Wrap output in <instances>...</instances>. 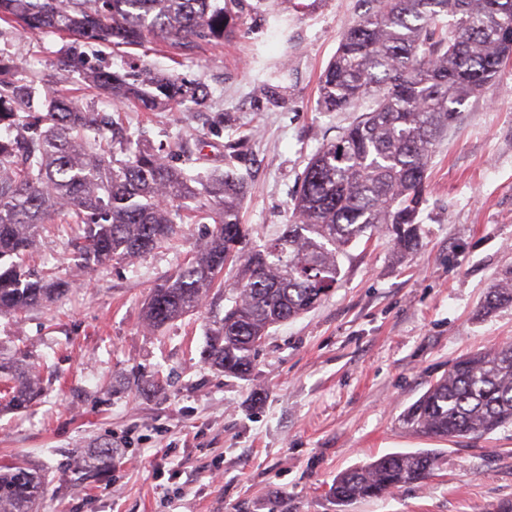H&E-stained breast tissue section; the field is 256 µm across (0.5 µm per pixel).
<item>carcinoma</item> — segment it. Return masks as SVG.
<instances>
[{
	"label": "carcinoma",
	"mask_w": 512,
	"mask_h": 512,
	"mask_svg": "<svg viewBox=\"0 0 512 512\" xmlns=\"http://www.w3.org/2000/svg\"><path fill=\"white\" fill-rule=\"evenodd\" d=\"M364 12L342 32L319 81L327 111L373 108L317 150L292 203L294 222L256 248L240 221L244 176L229 154L224 174L206 184L218 202L202 244L144 303L143 322L159 330L206 307L211 310L204 360L243 378L269 329L315 307L341 276V260L361 237L390 234L399 250L417 247L432 149L512 57V0H363ZM243 0H0V21L32 34L83 37L99 46L173 48L234 39ZM88 81L144 112L206 100L199 85L145 68L123 74L97 69ZM40 112L45 126L17 122ZM0 316L55 303L66 282L27 263L39 231L61 215L83 232L71 259L91 269L114 258L134 260L176 234L182 205L197 199L196 179L153 148H124L105 115L82 110L58 91H40L0 66ZM239 279L219 309L224 266ZM512 305V272L494 283L483 312ZM6 404L22 409L40 391L39 372L0 360ZM406 425L439 438H478L512 423V344L457 359L403 415ZM431 450L386 454L336 477V505L378 497L403 484H423L438 469ZM41 482L24 463L0 469V512H31Z\"/></svg>",
	"instance_id": "1"
}]
</instances>
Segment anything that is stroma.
<instances>
[{
	"label": "stroma",
	"instance_id": "35a3bbf8",
	"mask_svg": "<svg viewBox=\"0 0 512 512\" xmlns=\"http://www.w3.org/2000/svg\"><path fill=\"white\" fill-rule=\"evenodd\" d=\"M360 8L246 0L237 39L178 53L0 22V58L15 77L110 113L132 142L162 148L190 175L222 173L227 144H241L242 221L260 245L292 222L309 158L355 118L320 111L318 86ZM132 63L205 84L207 104L143 112L89 87L94 66ZM461 111L432 153L419 248L395 256L384 232L354 243L332 294L272 327L241 379L204 360L205 313L157 331L142 321L152 288L207 225L186 220L174 241L91 270L67 260L66 237L42 231L31 266L72 288L61 302L0 317V357L42 374L33 407L0 404V466L22 461L40 475L34 512H492L512 501V423L446 440L401 420L456 358L512 342V306L481 311L512 268V62ZM418 449L441 453L427 483L341 509L330 498L341 472Z\"/></svg>",
	"mask_w": 512,
	"mask_h": 512
}]
</instances>
